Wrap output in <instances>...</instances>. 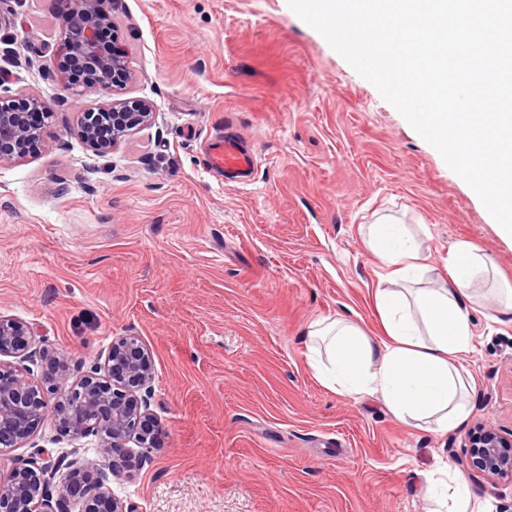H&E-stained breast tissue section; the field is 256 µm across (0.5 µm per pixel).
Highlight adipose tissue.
<instances>
[{
    "label": "adipose tissue",
    "instance_id": "adipose-tissue-1",
    "mask_svg": "<svg viewBox=\"0 0 512 512\" xmlns=\"http://www.w3.org/2000/svg\"><path fill=\"white\" fill-rule=\"evenodd\" d=\"M367 245L380 268L373 298L382 337L346 317L318 321L309 333L311 367L338 393L381 396L401 421L432 418L444 430L460 428L474 390L462 365L474 342L468 303L485 261L474 244L458 242L448 251L442 285L419 288L415 275L425 259L399 225H369ZM428 483L447 512H489L474 503L465 476L450 463L431 472Z\"/></svg>",
    "mask_w": 512,
    "mask_h": 512
}]
</instances>
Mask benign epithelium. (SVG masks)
<instances>
[{"label": "benign epithelium", "instance_id": "obj_1", "mask_svg": "<svg viewBox=\"0 0 512 512\" xmlns=\"http://www.w3.org/2000/svg\"><path fill=\"white\" fill-rule=\"evenodd\" d=\"M62 19L69 35L58 37L50 62L62 81L85 90L129 81L125 52L102 38L112 25V0H70ZM78 133L97 153L106 154L119 138L150 122L154 112L139 99L114 101L98 109H81ZM49 109L27 94L0 95V163L22 159L39 144ZM32 329L16 317L0 315V357L32 359ZM33 380L0 361V447L12 448L30 437L46 417L73 440L98 438L104 464L93 460L52 459L46 448L15 463L0 476V512H133L112 495V479L129 471L132 442L147 453L155 448V419L149 412L153 355L137 336L112 340L104 361L71 365L44 355ZM81 376L74 377V371ZM469 460L484 478L512 481V435L491 424H476L467 435Z\"/></svg>", "mask_w": 512, "mask_h": 512}]
</instances>
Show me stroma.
<instances>
[{
    "label": "stroma",
    "instance_id": "35a3bbf8",
    "mask_svg": "<svg viewBox=\"0 0 512 512\" xmlns=\"http://www.w3.org/2000/svg\"><path fill=\"white\" fill-rule=\"evenodd\" d=\"M133 78L123 95L156 117L107 155L75 133L73 104L44 45L48 0H0L9 93L54 113L41 149L0 164V315L37 346L80 362L134 335L155 360L159 446L113 493L135 512H436L427 474L465 453L466 428L405 425L379 397L316 377L304 332L343 315L374 329L375 261L364 226L388 217L420 245L422 287L451 245L476 244L512 281V240L474 191L287 0H116ZM257 159L247 184L210 172L216 131ZM470 421L512 433V315L473 306ZM98 459L44 420L0 450Z\"/></svg>",
    "mask_w": 512,
    "mask_h": 512
}]
</instances>
